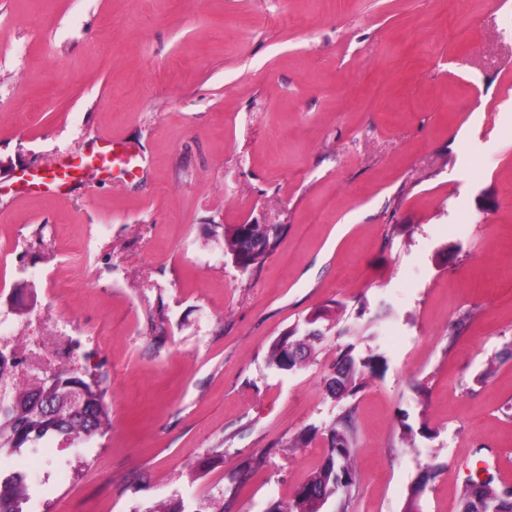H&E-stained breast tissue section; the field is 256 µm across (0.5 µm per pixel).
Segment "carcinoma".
Returning <instances> with one entry per match:
<instances>
[{
  "instance_id": "obj_1",
  "label": "carcinoma",
  "mask_w": 512,
  "mask_h": 512,
  "mask_svg": "<svg viewBox=\"0 0 512 512\" xmlns=\"http://www.w3.org/2000/svg\"><path fill=\"white\" fill-rule=\"evenodd\" d=\"M224 238V258L246 273L260 266L276 249L283 226L253 224L243 235L238 224L219 225ZM324 336L322 329L303 333L291 329L276 341L269 356L270 366L291 371L306 360V351ZM338 373H329L324 384L331 396L354 394L365 376L374 370L373 360L356 359L353 348L338 355ZM14 366L0 362V512H25L29 491L12 460L27 448H38L49 441L58 445L91 444L105 436L112 426L105 403L101 377L83 372L57 369L30 375L29 385L19 390L14 383ZM83 401V413L69 419L47 414L43 405L64 406L72 399ZM354 427L351 414L332 422L328 429V454L316 475L305 483L286 505L275 504L270 512H322L330 498L338 497V512H346V502L355 487ZM471 477L459 495L458 512H512V494L495 484L493 474Z\"/></svg>"
}]
</instances>
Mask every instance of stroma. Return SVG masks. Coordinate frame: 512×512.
<instances>
[{
	"label": "stroma",
	"mask_w": 512,
	"mask_h": 512,
	"mask_svg": "<svg viewBox=\"0 0 512 512\" xmlns=\"http://www.w3.org/2000/svg\"><path fill=\"white\" fill-rule=\"evenodd\" d=\"M511 26L512 0H0V316L57 326L112 408L17 458L27 512H269L347 412L348 512L512 486ZM102 139L133 176L99 174ZM72 157L68 192L32 185ZM247 218L284 231L243 273L212 229ZM326 308L310 363L271 367ZM349 346L380 362L339 400Z\"/></svg>",
	"instance_id": "35a3bbf8"
}]
</instances>
